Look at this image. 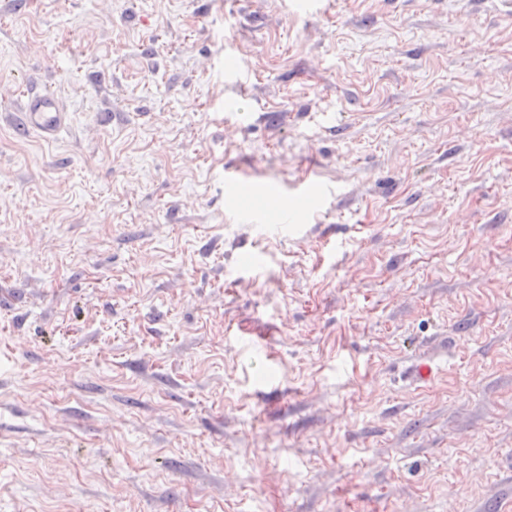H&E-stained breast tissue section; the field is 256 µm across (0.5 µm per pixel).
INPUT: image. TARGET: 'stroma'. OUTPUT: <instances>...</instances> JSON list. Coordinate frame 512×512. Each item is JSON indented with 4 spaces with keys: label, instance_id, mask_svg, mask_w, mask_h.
Segmentation results:
<instances>
[{
    "label": "stroma",
    "instance_id": "obj_1",
    "mask_svg": "<svg viewBox=\"0 0 512 512\" xmlns=\"http://www.w3.org/2000/svg\"><path fill=\"white\" fill-rule=\"evenodd\" d=\"M0 512H512V0H0ZM19 113L23 130L37 133L46 141L56 139L71 120L70 113L63 109L56 95L48 89L24 91Z\"/></svg>",
    "mask_w": 512,
    "mask_h": 512
}]
</instances>
